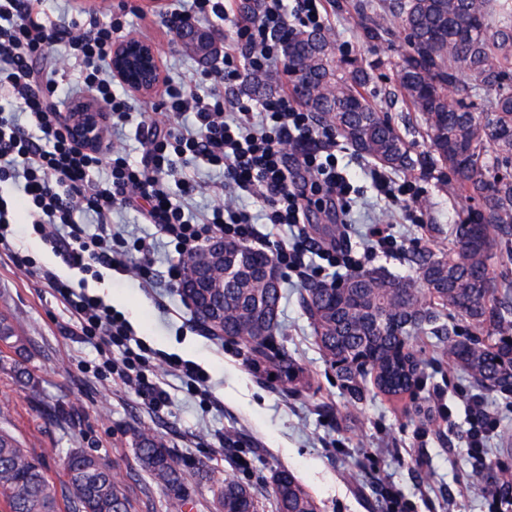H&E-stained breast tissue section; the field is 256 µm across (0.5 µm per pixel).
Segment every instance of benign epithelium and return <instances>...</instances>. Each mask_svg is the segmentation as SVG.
Instances as JSON below:
<instances>
[{
    "label": "benign epithelium",
    "instance_id": "1",
    "mask_svg": "<svg viewBox=\"0 0 512 512\" xmlns=\"http://www.w3.org/2000/svg\"><path fill=\"white\" fill-rule=\"evenodd\" d=\"M176 36L183 47L198 55L205 62L220 56L222 47L206 28L193 21H185L176 29ZM112 75L128 88L147 93L163 81L155 46L148 40L128 37L112 47L109 59ZM70 136L87 149L99 146L104 131L103 109L87 98L69 113ZM224 262V238L213 237L190 253L188 268L180 281L179 290L194 310L200 326L211 335L222 336L217 328L219 320L208 304L207 289L213 286L214 269Z\"/></svg>",
    "mask_w": 512,
    "mask_h": 512
}]
</instances>
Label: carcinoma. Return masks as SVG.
<instances>
[{
    "instance_id": "cac0c4a2",
    "label": "carcinoma",
    "mask_w": 512,
    "mask_h": 512,
    "mask_svg": "<svg viewBox=\"0 0 512 512\" xmlns=\"http://www.w3.org/2000/svg\"><path fill=\"white\" fill-rule=\"evenodd\" d=\"M367 42L385 40L390 20L401 34L396 83L405 104L418 113L428 150L414 156L389 117L371 104L374 81L357 58L337 53L324 31L295 29L285 38L288 73L297 99L360 154L406 173L437 166L453 190L475 203L458 225L453 255L414 256L416 275L406 279L379 270L351 272L325 284L306 283L299 302L325 358L342 387L362 399L366 380L387 396L420 386L423 361L410 347L414 336H435L442 355L482 389L500 391L512 379V281H496L489 260L512 236V0H359ZM277 75L246 81L254 93L272 91ZM245 265L224 262L211 293L224 309V338L235 342L259 373L294 385L302 369L274 344L279 322L261 318L279 307L281 289L265 288L274 257L239 245ZM454 311L471 327L451 336L441 316ZM137 458L166 489H180L170 449L155 435L136 434ZM64 472L74 497L69 512H132L122 481L98 457L75 449ZM277 512H318L293 473L273 478ZM0 500L8 512H60L54 484L41 462L0 432ZM216 512H256L249 486L226 479Z\"/></svg>"
}]
</instances>
